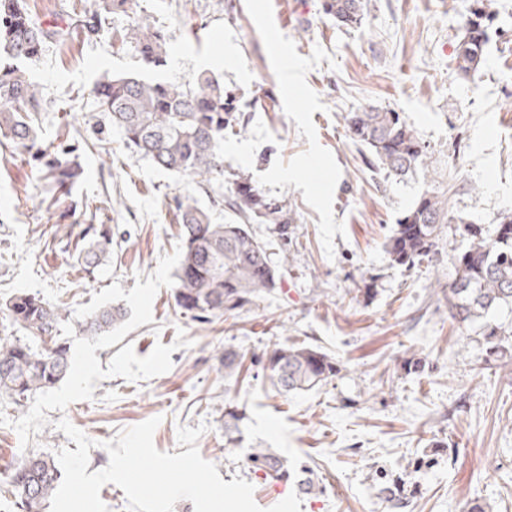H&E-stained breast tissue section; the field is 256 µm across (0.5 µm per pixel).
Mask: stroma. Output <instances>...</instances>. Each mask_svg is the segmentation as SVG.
Returning a JSON list of instances; mask_svg holds the SVG:
<instances>
[{
    "label": "stroma",
    "mask_w": 512,
    "mask_h": 512,
    "mask_svg": "<svg viewBox=\"0 0 512 512\" xmlns=\"http://www.w3.org/2000/svg\"><path fill=\"white\" fill-rule=\"evenodd\" d=\"M322 2L131 0L92 35L73 26L72 0H27L40 25L71 34L26 65L44 98L40 153L0 145V304L23 290L62 306L71 368L28 399L0 394V512H20L9 474L23 457L69 447L60 419L94 440L93 472L109 464L105 441L154 416V444L172 454L178 427L207 424L200 454L223 481L250 482L263 508L281 482L300 512H512V360L490 357L479 325L453 320L442 294L465 224L490 235L512 210V0H496L484 67L470 76L454 51L474 0H364L355 29ZM135 18L166 33L165 65L142 68ZM204 71L245 114L244 131L224 134L226 175L248 176L292 217L284 241L253 227L275 242L277 287L208 322L174 300L177 202L193 195L220 223L233 184L206 192L158 168L96 104L116 74L185 84ZM369 105L400 113L428 166L399 181L369 165L345 121ZM49 156L79 177L55 186ZM428 190L448 197L453 221L429 261L396 265L386 242ZM92 227L110 230L112 257L90 275L72 254ZM111 305L126 311L111 333L80 335ZM292 345L321 348L335 376L277 393L263 365ZM228 348L242 357L232 374ZM229 407L245 416L234 448ZM255 448L282 470L252 471Z\"/></svg>",
    "instance_id": "obj_1"
}]
</instances>
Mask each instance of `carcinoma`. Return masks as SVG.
Wrapping results in <instances>:
<instances>
[{
	"label": "carcinoma",
	"mask_w": 512,
	"mask_h": 512,
	"mask_svg": "<svg viewBox=\"0 0 512 512\" xmlns=\"http://www.w3.org/2000/svg\"><path fill=\"white\" fill-rule=\"evenodd\" d=\"M456 47L457 69L476 72L486 53L485 22L492 0H475ZM324 10L336 22L354 28L364 18L363 0H324ZM135 49L142 65H164L168 43L161 30L135 23ZM60 35L40 26L25 0H0V137L21 152L41 151L37 145L33 114L43 110L39 88L22 64L41 55L47 40ZM97 107L112 117L127 143L157 166L206 187L215 176H224V132L244 127L232 107L224 83L211 72L193 83L146 81L136 75H119L97 91ZM352 139L393 176L403 179L424 164L426 152L412 126L397 112L364 107L345 117ZM79 175L76 167L56 162L46 177L62 184ZM232 195L224 200L229 220L218 224L209 209L190 196L178 204L182 225V254L176 272L175 301L184 312L207 321L243 309L260 293L280 281L269 246L256 238L250 225L278 224L288 235L287 204L268 199L248 178L234 180ZM449 198L434 192L419 196L395 225L387 242L394 263L411 267L434 253L441 226L448 223ZM466 246L455 256V277L448 287V311L461 324H471L494 310L512 309V214L506 213L490 238L482 228L467 224ZM112 240L87 244L76 261L89 273L109 258ZM13 324L36 336H47L51 345L40 349L19 338L0 336V394L24 398L43 392L62 380L70 369L69 346L56 336L61 308L30 293L10 297L3 307ZM125 316L120 307H106L86 322L83 331L94 336L112 330ZM502 324H484L482 336L490 355L505 358L508 335ZM273 386L286 393L311 390L336 375V363L313 346L273 350L266 360ZM225 444L233 445L241 421L226 413ZM254 471L277 472L279 459L268 451L249 455ZM61 477L54 459L45 454L25 457L10 475L14 494L23 512H45Z\"/></svg>",
	"instance_id": "cac0c4a2"
}]
</instances>
